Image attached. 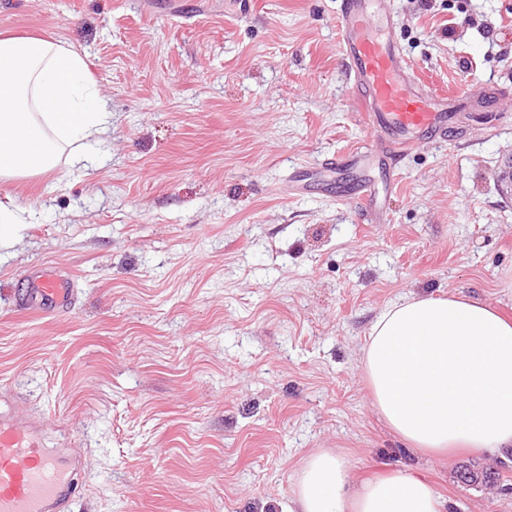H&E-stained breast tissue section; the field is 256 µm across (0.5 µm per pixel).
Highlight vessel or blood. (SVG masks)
Wrapping results in <instances>:
<instances>
[{
    "instance_id": "b4317fda",
    "label": "vessel or blood",
    "mask_w": 512,
    "mask_h": 512,
    "mask_svg": "<svg viewBox=\"0 0 512 512\" xmlns=\"http://www.w3.org/2000/svg\"><path fill=\"white\" fill-rule=\"evenodd\" d=\"M341 52L358 88L364 119L383 151L353 150L317 173L293 172L292 192L317 191L344 199L372 198L377 184L392 186L394 157L426 137L442 139L454 107L446 95L419 83L388 35L390 18L378 0H341ZM72 288L42 274L28 288L25 305L37 314L67 310ZM41 423L16 410L0 415V512H72L83 470L68 449L41 448Z\"/></svg>"
}]
</instances>
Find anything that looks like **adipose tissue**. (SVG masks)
Wrapping results in <instances>:
<instances>
[{"mask_svg": "<svg viewBox=\"0 0 512 512\" xmlns=\"http://www.w3.org/2000/svg\"><path fill=\"white\" fill-rule=\"evenodd\" d=\"M112 128L85 58L32 36L0 38V178L59 162L98 167L77 149ZM362 366L374 408L417 449L512 448V322L484 301L411 296L375 318ZM286 512H446L430 484L397 472L351 487L335 452L310 454Z\"/></svg>", "mask_w": 512, "mask_h": 512, "instance_id": "1", "label": "adipose tissue"}]
</instances>
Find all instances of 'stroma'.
Returning <instances> with one entry per match:
<instances>
[{
    "label": "stroma",
    "mask_w": 512,
    "mask_h": 512,
    "mask_svg": "<svg viewBox=\"0 0 512 512\" xmlns=\"http://www.w3.org/2000/svg\"><path fill=\"white\" fill-rule=\"evenodd\" d=\"M390 7L410 68L462 104L377 207L283 187L375 140L340 0H0V35L85 53L112 111L99 168L0 180L25 217L0 249V397L84 458L73 512H282L319 449L355 484L413 471L447 512H512V452L415 450L361 364L406 295L512 318V0ZM36 270L68 312L22 305ZM470 463L498 480L462 483Z\"/></svg>",
    "instance_id": "obj_1"
}]
</instances>
